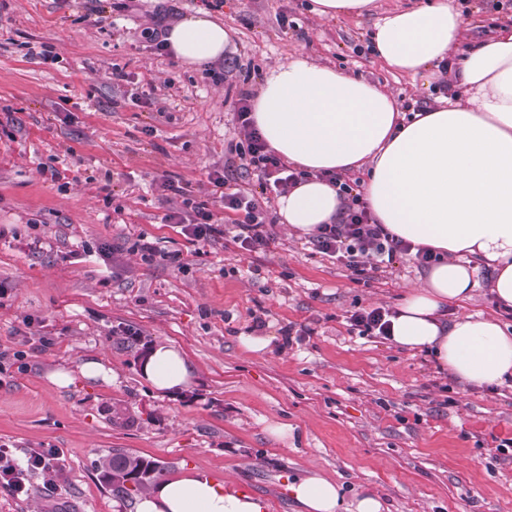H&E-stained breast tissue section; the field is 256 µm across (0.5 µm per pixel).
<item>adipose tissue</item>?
<instances>
[{
    "instance_id": "obj_1",
    "label": "adipose tissue",
    "mask_w": 512,
    "mask_h": 512,
    "mask_svg": "<svg viewBox=\"0 0 512 512\" xmlns=\"http://www.w3.org/2000/svg\"><path fill=\"white\" fill-rule=\"evenodd\" d=\"M324 19L376 15L372 40L382 64L436 76L464 27L451 0L396 8L377 16L378 0H313ZM177 59L198 66L223 57L231 33L200 9L170 27ZM454 97L401 121L386 88L305 58L268 70L252 100V119L268 146L307 180L278 201L288 230L310 235L337 221L340 200L328 175L365 172L364 198L377 223L441 259L391 315V341L434 353L441 369L466 387L512 378V334L493 317H447L449 303L470 300L479 264L492 269L491 291L512 308V29L477 45L454 77ZM159 395L189 387L194 368L159 343L142 365ZM288 490L301 512H384L363 491L345 501L341 487L312 469ZM255 495L227 488L197 470L141 494L136 512H264Z\"/></svg>"
}]
</instances>
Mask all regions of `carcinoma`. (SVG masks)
I'll return each mask as SVG.
<instances>
[{
    "label": "carcinoma",
    "mask_w": 512,
    "mask_h": 512,
    "mask_svg": "<svg viewBox=\"0 0 512 512\" xmlns=\"http://www.w3.org/2000/svg\"><path fill=\"white\" fill-rule=\"evenodd\" d=\"M95 469L114 497L131 501L158 483L164 466L155 459L136 453L116 451L99 457ZM130 481L135 483L132 491L126 487Z\"/></svg>",
    "instance_id": "carcinoma-1"
}]
</instances>
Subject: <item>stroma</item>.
<instances>
[{"label": "stroma", "instance_id": "35a3bbf8", "mask_svg": "<svg viewBox=\"0 0 512 512\" xmlns=\"http://www.w3.org/2000/svg\"><path fill=\"white\" fill-rule=\"evenodd\" d=\"M312 0H0V448L18 457L54 448L51 475H27L28 495L0 487V512H135L100 482L95 461L129 451L165 477L188 468L235 478L265 512H299L286 486L317 469L345 500L370 488L388 512H512V380L466 390L431 355L347 323L358 309L394 308L422 271L399 257L371 276L269 225L262 253L230 235L193 242L163 223L183 198L222 207L208 180L260 194L232 152L240 91L301 56L381 84L406 110L439 95L424 77L389 72L371 41L373 18L326 20ZM475 38L512 24V0H453ZM206 9L235 32L211 75L157 52L150 13L173 21ZM52 57H43L45 48ZM62 180L51 181L50 170ZM184 195L164 190V180ZM150 241L179 263L144 260ZM449 315L481 312L512 329L486 268ZM262 319L267 350L242 342ZM137 332L126 350L115 337ZM179 349L195 383L157 396L140 359L153 344ZM90 359L112 381L81 377ZM74 381L55 387L52 372ZM134 415L117 426L114 409ZM286 426L276 438L268 426Z\"/></svg>", "mask_w": 512, "mask_h": 512}]
</instances>
